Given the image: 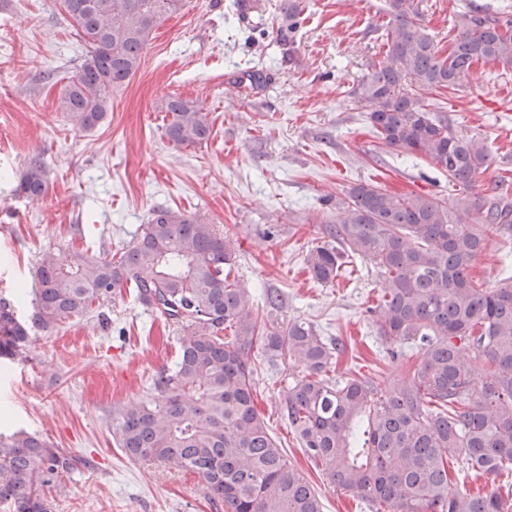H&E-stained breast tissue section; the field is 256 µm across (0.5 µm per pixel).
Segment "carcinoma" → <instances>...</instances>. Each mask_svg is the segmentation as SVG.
Returning <instances> with one entry per match:
<instances>
[{"mask_svg": "<svg viewBox=\"0 0 512 512\" xmlns=\"http://www.w3.org/2000/svg\"><path fill=\"white\" fill-rule=\"evenodd\" d=\"M65 2L88 52L60 106L91 131L112 110V92L139 69L150 34L184 0ZM304 11V0H288V37ZM385 11L384 58L356 94L370 106L367 118L384 146L426 156L468 195L450 212L430 194L359 183L329 228L332 241L307 263L324 284L336 280L347 254L368 261L380 277L378 335L423 351L391 392L367 376H329L341 348L312 324L264 328L234 275L224 236L180 210L152 209L141 234L109 258L75 253L63 260L45 252L30 322L0 300V356L13 359L30 329L81 317L118 288L134 289L148 309L179 325L175 366L151 381L157 397L113 408L112 436L132 458L198 474L209 500L226 512H323L255 407L249 356L257 345L272 365L287 357L304 366L306 374L283 389L282 416L330 483L371 512H512V493L505 499L454 490L448 472L450 452L476 475L512 468V277L484 288L472 276L492 235L512 230V202L473 192L490 160L487 145L454 134L422 95L456 91L480 63L512 68V19L461 13L459 33L444 47L426 33L418 0H386ZM166 112L171 142L210 138L209 114L197 102L172 97ZM46 189V169L33 161L15 193L34 202ZM227 328L233 339L226 342L220 332ZM468 352L487 362L479 382L465 363ZM70 469L63 449L35 435L0 437V501L11 502L13 512H47L46 491Z\"/></svg>", "mask_w": 512, "mask_h": 512, "instance_id": "obj_1", "label": "carcinoma"}]
</instances>
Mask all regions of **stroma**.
<instances>
[{"instance_id": "35a3bbf8", "label": "stroma", "mask_w": 512, "mask_h": 512, "mask_svg": "<svg viewBox=\"0 0 512 512\" xmlns=\"http://www.w3.org/2000/svg\"><path fill=\"white\" fill-rule=\"evenodd\" d=\"M246 2L239 10L234 0H185L151 33L108 118L85 132L60 109L61 90L87 54L63 0H0V299L28 318L30 300L15 293L31 291L43 252L102 257L129 245L152 209L177 208L223 234L258 318L265 289H277L284 302L275 323H311L346 344L337 374L350 369L388 388L421 351L378 336L372 266L346 258L336 280L322 284L306 259L327 242L338 202L357 183L430 193L451 208L462 194L429 160L379 144L355 94L382 58L385 0H306L291 42L279 37L288 0ZM471 7L512 17V0H423L422 24L448 43ZM173 96L206 108L207 143L167 139ZM443 99L452 131L490 149L476 192L512 180V70L477 68ZM34 159L48 177L37 202L14 193ZM179 334L125 288L101 313L35 331L23 356L0 357V433L37 435L74 458L48 496L50 512H216L198 474L128 457L112 438L113 406L149 396L152 377L175 364ZM250 363L256 408L324 512H369L307 458L280 413V388L303 366L287 358L269 366L257 349Z\"/></svg>"}]
</instances>
